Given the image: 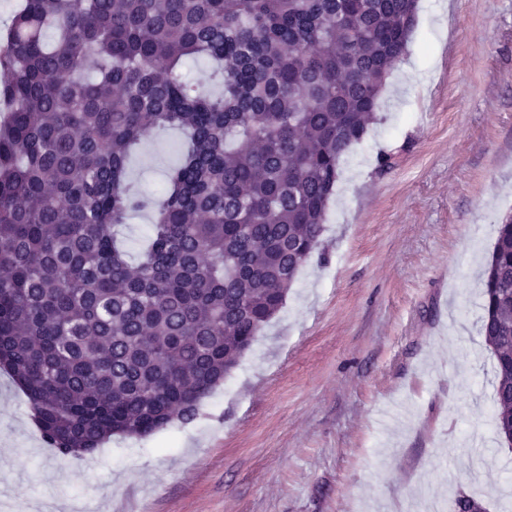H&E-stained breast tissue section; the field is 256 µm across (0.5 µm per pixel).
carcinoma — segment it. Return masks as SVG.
Wrapping results in <instances>:
<instances>
[{"label": "carcinoma", "instance_id": "1", "mask_svg": "<svg viewBox=\"0 0 512 512\" xmlns=\"http://www.w3.org/2000/svg\"><path fill=\"white\" fill-rule=\"evenodd\" d=\"M418 0H24L0 31V367L62 459L190 423L320 245ZM213 62L194 83L185 62ZM184 133L159 194L132 154ZM152 213L132 262L118 240ZM479 334L512 434V214Z\"/></svg>", "mask_w": 512, "mask_h": 512}]
</instances>
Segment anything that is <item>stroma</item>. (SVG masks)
Here are the masks:
<instances>
[{"mask_svg": "<svg viewBox=\"0 0 512 512\" xmlns=\"http://www.w3.org/2000/svg\"><path fill=\"white\" fill-rule=\"evenodd\" d=\"M378 112L320 251L193 422L62 460L0 370V512H413L422 493L505 512L478 318L512 213V0H419ZM182 140L157 132L131 177L159 190Z\"/></svg>", "mask_w": 512, "mask_h": 512, "instance_id": "1", "label": "stroma"}]
</instances>
